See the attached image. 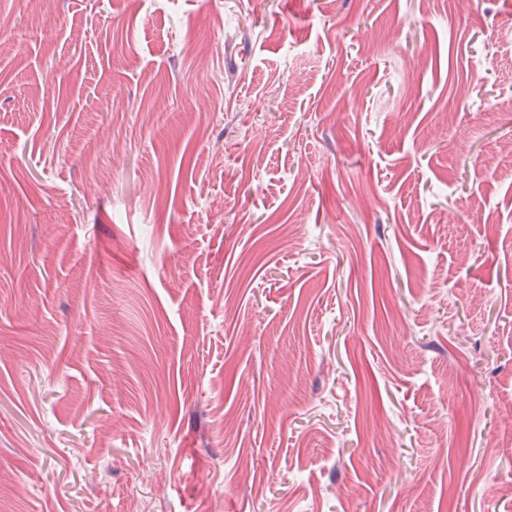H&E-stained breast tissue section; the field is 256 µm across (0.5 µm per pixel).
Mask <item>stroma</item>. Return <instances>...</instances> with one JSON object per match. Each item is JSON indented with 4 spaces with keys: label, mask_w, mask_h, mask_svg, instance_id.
I'll return each mask as SVG.
<instances>
[{
    "label": "stroma",
    "mask_w": 512,
    "mask_h": 512,
    "mask_svg": "<svg viewBox=\"0 0 512 512\" xmlns=\"http://www.w3.org/2000/svg\"><path fill=\"white\" fill-rule=\"evenodd\" d=\"M0 512H512V0H0Z\"/></svg>",
    "instance_id": "35a3bbf8"
}]
</instances>
